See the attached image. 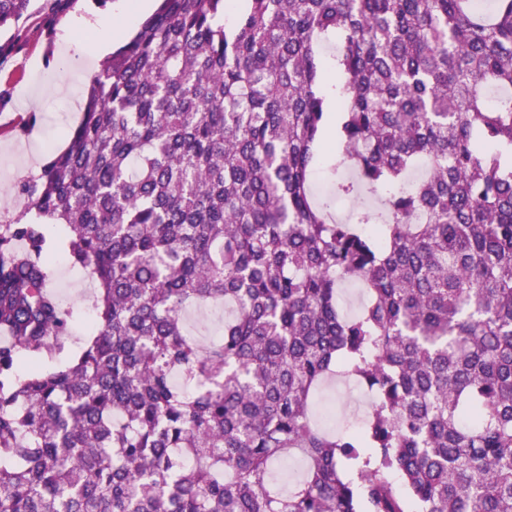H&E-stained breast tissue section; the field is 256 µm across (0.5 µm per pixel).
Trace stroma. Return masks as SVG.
I'll use <instances>...</instances> for the list:
<instances>
[{"label": "stroma", "instance_id": "stroma-1", "mask_svg": "<svg viewBox=\"0 0 512 512\" xmlns=\"http://www.w3.org/2000/svg\"><path fill=\"white\" fill-rule=\"evenodd\" d=\"M112 14L118 28L136 29L142 15L125 0H77L69 13L45 32L37 19H30L19 36V46L0 63V215L26 205L18 191L20 172L27 165H44L52 152L64 148L69 134L80 122L73 101L86 98L90 79L100 61L65 52L60 36L72 17ZM54 291L74 310L67 349L79 351L89 339L95 318V284L88 271L58 256ZM315 416H326L332 427L345 429L370 417L372 400L354 379L336 377L323 385L314 404Z\"/></svg>", "mask_w": 512, "mask_h": 512}]
</instances>
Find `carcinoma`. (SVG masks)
<instances>
[{"label": "carcinoma", "instance_id": "1", "mask_svg": "<svg viewBox=\"0 0 512 512\" xmlns=\"http://www.w3.org/2000/svg\"><path fill=\"white\" fill-rule=\"evenodd\" d=\"M230 2L161 0L0 220V512H512V0ZM316 166L373 201L336 219ZM57 225L97 315L45 370ZM217 303L203 344L183 313ZM335 373L359 431L311 418ZM364 299V289L356 282H345L338 291L339 308L346 314L356 312Z\"/></svg>", "mask_w": 512, "mask_h": 512}]
</instances>
